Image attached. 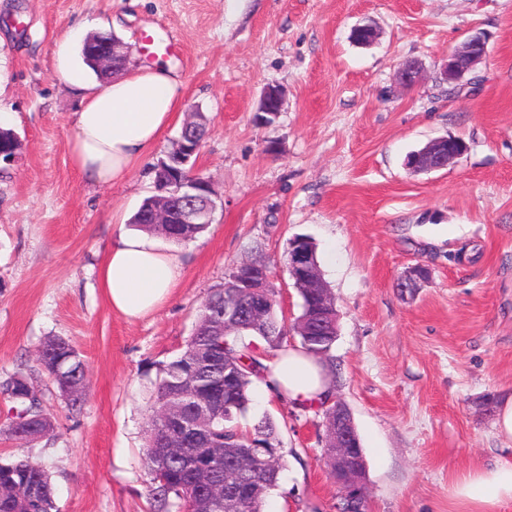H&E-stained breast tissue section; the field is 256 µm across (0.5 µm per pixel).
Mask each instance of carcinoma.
<instances>
[{"label":"carcinoma","instance_id":"1","mask_svg":"<svg viewBox=\"0 0 512 512\" xmlns=\"http://www.w3.org/2000/svg\"><path fill=\"white\" fill-rule=\"evenodd\" d=\"M111 41V34L98 33L84 40L81 56L84 64L96 78L107 82L109 72L95 68L90 56L104 49ZM136 227L150 233H159L173 242L192 239L204 232L206 224H149L140 221ZM224 309V285L212 289L202 307L198 319L201 321L204 335L189 338L185 350L167 363L162 370L158 383L155 404L151 409V433L160 434L162 428L156 421V414L163 399L172 395L195 390L203 392L218 402L203 438L217 442L225 447L250 448L261 445L267 452H260L245 462L247 473L253 474L262 482L263 492L250 506L248 512H262L268 491L278 484L282 463L270 464L268 454H281V440L275 423L267 416L255 422L251 429L241 426L251 410L254 386L265 381L270 370L257 356L250 337L262 339L269 351L275 352L284 347L288 340L275 335L283 326L277 309H272L265 326H253L242 322L230 331H224L212 321L216 311ZM204 344L210 349V357L200 361L197 350ZM45 357L37 358L39 370L56 386L59 392L74 387H85L84 362L79 352L66 340L51 337L42 344ZM246 363L240 367L242 380L231 385L224 381V360ZM3 391H12V401L19 405V412L9 419L0 433L9 439H19L17 432L29 426L24 441H37L54 431L55 417L38 404L31 406L29 401L19 397L23 393L16 376H11L0 385ZM197 448L188 444L183 448V456L172 461L163 474L155 468L153 450L144 451V465L151 483L148 490L153 512H198L197 503L206 494L191 466V459ZM11 483L10 495L0 498V512H55L54 489L47 470L40 464L19 459L0 461V484Z\"/></svg>","mask_w":512,"mask_h":512}]
</instances>
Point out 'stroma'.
<instances>
[{
    "mask_svg": "<svg viewBox=\"0 0 512 512\" xmlns=\"http://www.w3.org/2000/svg\"><path fill=\"white\" fill-rule=\"evenodd\" d=\"M81 21L131 45L130 68L164 62L183 80L172 124L125 181L104 187L82 183L69 161L82 94L57 51ZM364 23L378 32L365 46L352 38ZM147 32L174 50L143 52ZM476 32L483 62L459 84L442 80L449 51ZM408 60L422 78L401 87L394 74ZM269 85L285 101L261 126ZM193 109L210 123L196 169L223 202L181 243L170 300L130 321L108 308L98 272ZM0 126L22 143L0 174V383L32 375L56 418L34 442L0 435V458L43 465L57 512H150L143 450L160 368L255 247L279 313L295 320L302 300L284 249L297 235L315 241L334 299L325 358L363 448L368 512H464L452 487L505 447L494 408L512 393V0H0ZM446 135L467 145L455 163L405 168ZM418 263L429 283L400 292L398 276ZM52 336L85 363L73 412L35 371ZM265 414L284 468L264 512H337L322 414L254 390L250 417Z\"/></svg>",
    "mask_w": 512,
    "mask_h": 512,
    "instance_id": "1",
    "label": "stroma"
}]
</instances>
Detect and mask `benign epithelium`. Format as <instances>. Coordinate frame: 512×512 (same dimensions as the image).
Masks as SVG:
<instances>
[{
	"label": "benign epithelium",
	"instance_id": "benign-epithelium-1",
	"mask_svg": "<svg viewBox=\"0 0 512 512\" xmlns=\"http://www.w3.org/2000/svg\"><path fill=\"white\" fill-rule=\"evenodd\" d=\"M486 38L475 34L464 40L458 47L448 53L442 67V74L448 82H459L464 76L476 69L486 57ZM129 57V47L119 39L112 40L110 50L99 54L97 66L100 69L111 70ZM422 70L419 65L406 61L396 73L395 80L401 86H412L421 78ZM284 97L276 86L266 87L257 107V119L264 123H272L282 111ZM194 117H189L182 129L180 151L162 161V168L173 173L187 166L193 156L202 148V142H188L192 138L191 125ZM466 152V145L448 136L439 137L426 143L424 147L406 157L405 167L414 174L431 172L448 167ZM178 198H192L193 204L183 210L181 221L184 224H196L205 212L206 207L216 211L217 201L221 196L207 178H199L194 170H189L184 176L172 178L157 188ZM288 273L294 281V287L306 288L319 301L321 309L314 317L322 320L325 327L323 335L314 334V329L301 319L293 324H284L283 335H300L305 344L317 345L323 341V336H329L337 327L335 308L324 289L323 282L317 272L314 255L308 242L302 239H292L288 242ZM428 268L415 264L399 276L398 283L407 284L410 288H419L429 281ZM224 313L221 317L231 323L250 320L255 325L263 323L269 304L273 303L277 291L274 290V276L264 266H256L250 278L242 281L238 275L224 277ZM195 402L197 421L187 424L183 420V410L172 403L166 411L165 421L170 431L179 435L180 439L195 442L201 439L198 425L206 421L213 412V402L196 394L190 395ZM324 425L327 432L325 461L328 472L334 476V482L340 489L344 501L345 512H366L367 493L361 476L362 455L355 442L351 415L347 406L340 400L333 399L324 415ZM220 448H202L195 457V466L204 472H209L214 460L221 454ZM253 485L242 468L237 471L224 473V486L212 487L209 499L221 508V512H241L245 507L248 493Z\"/></svg>",
	"mask_w": 512,
	"mask_h": 512
}]
</instances>
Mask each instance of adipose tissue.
<instances>
[{
    "label": "adipose tissue",
    "mask_w": 512,
    "mask_h": 512,
    "mask_svg": "<svg viewBox=\"0 0 512 512\" xmlns=\"http://www.w3.org/2000/svg\"><path fill=\"white\" fill-rule=\"evenodd\" d=\"M181 98L180 79L162 66L137 68L112 79L74 114L71 166L89 184L123 181L160 139ZM182 270L176 248L142 231H123L100 268L99 284L112 312L138 319L171 298ZM267 365L291 402L315 406L333 389L322 361L300 347L278 353ZM494 427L508 440V448L454 485V496L467 512H504L512 506V395L500 399Z\"/></svg>",
    "instance_id": "obj_1"
}]
</instances>
